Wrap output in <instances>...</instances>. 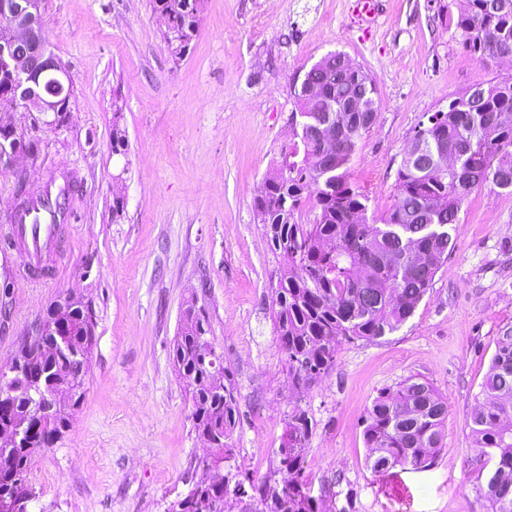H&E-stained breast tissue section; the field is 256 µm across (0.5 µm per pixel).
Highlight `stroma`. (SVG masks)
Returning a JSON list of instances; mask_svg holds the SVG:
<instances>
[{"label": "stroma", "mask_w": 512, "mask_h": 512, "mask_svg": "<svg viewBox=\"0 0 512 512\" xmlns=\"http://www.w3.org/2000/svg\"><path fill=\"white\" fill-rule=\"evenodd\" d=\"M462 3L380 0L367 26L355 0H204L175 58L151 0H44V32L74 97L66 127L32 130L36 154L0 167V225L18 187L34 194L65 175L75 220L45 270L0 247V367L66 295L89 305L96 344L68 430L32 458L33 512H167L204 479L206 451L171 359L191 305L235 383L231 469L281 489L277 450L298 405L313 423L305 474L321 512H489L495 463L470 419L498 333L512 325V191L475 190L413 317L382 339L342 343L330 372L302 388L272 322L284 267L255 210L265 178L301 146L295 89L331 51L376 83L377 119L350 180L371 213L390 209L419 124L473 84L512 76V61L464 48ZM116 122L122 155L112 152ZM410 377L448 403L442 447L428 469L373 473L362 418Z\"/></svg>", "instance_id": "35a3bbf8"}]
</instances>
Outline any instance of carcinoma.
<instances>
[{"label":"carcinoma","mask_w":512,"mask_h":512,"mask_svg":"<svg viewBox=\"0 0 512 512\" xmlns=\"http://www.w3.org/2000/svg\"><path fill=\"white\" fill-rule=\"evenodd\" d=\"M165 19L168 50L182 56L201 21L202 0H152ZM457 27L463 45L478 59L512 53V0H463ZM341 53L325 55L304 73L295 93L301 121L302 159L286 162L266 178L256 211L272 248L288 267L275 289L274 327L293 382L308 385L326 375L344 341L381 339L403 326L433 287L436 273L454 248L452 233L474 190L490 186L512 190V77L477 82L419 126L414 154L406 153L397 170L396 194L389 210L368 215V196L349 180L361 137L374 126L371 112H343L348 97L376 102L377 87L361 69L341 64ZM0 55V107L23 106ZM336 103V111L325 106ZM336 124L334 152L325 153L315 135L323 122ZM126 132L112 123V152L127 151ZM307 207L314 219L297 214ZM72 335L67 351L45 354L21 346L23 365L16 382L48 393L52 377H70L77 396L84 392L81 361L95 322L89 306L73 301ZM205 318L196 314L175 339L172 361L186 384L196 432L225 439L204 467L217 469L216 486L199 485L202 497L187 500L181 512H224V501L242 489L237 472L226 478L221 462L233 456L227 442L237 421L234 384L224 357L209 341ZM484 401L472 416L477 447L495 460L498 478L487 482L490 512H512V326L502 328L495 354L481 385ZM30 398L11 394L0 404V427L27 421L18 443L0 444V512H28L36 492L27 478L33 453L51 448L69 424L61 409L50 419L28 411ZM448 403L433 385L411 378L397 391L382 390L362 419L371 469L383 474L396 466L424 470L441 448ZM312 435L307 410L288 413L279 466L288 469V485L268 492L252 487L259 512H320L308 493L304 471Z\"/></svg>","instance_id":"1"}]
</instances>
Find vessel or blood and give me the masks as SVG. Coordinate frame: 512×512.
Returning <instances> with one entry per match:
<instances>
[{
  "label": "vessel or blood",
  "instance_id": "obj_1",
  "mask_svg": "<svg viewBox=\"0 0 512 512\" xmlns=\"http://www.w3.org/2000/svg\"><path fill=\"white\" fill-rule=\"evenodd\" d=\"M70 221V214L49 213L33 202L11 213L9 224L0 226V237L22 243L23 262L28 265L56 246Z\"/></svg>",
  "mask_w": 512,
  "mask_h": 512
}]
</instances>
